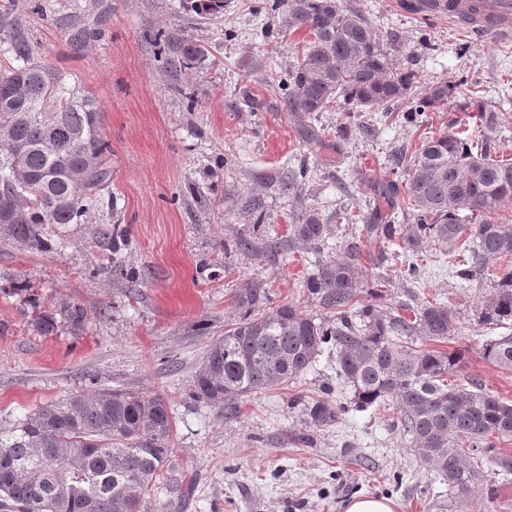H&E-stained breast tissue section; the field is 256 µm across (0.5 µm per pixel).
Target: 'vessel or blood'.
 I'll list each match as a JSON object with an SVG mask.
<instances>
[{
    "mask_svg": "<svg viewBox=\"0 0 512 512\" xmlns=\"http://www.w3.org/2000/svg\"><path fill=\"white\" fill-rule=\"evenodd\" d=\"M420 14L448 20L476 37L512 41V0H416Z\"/></svg>",
    "mask_w": 512,
    "mask_h": 512,
    "instance_id": "1",
    "label": "vessel or blood"
}]
</instances>
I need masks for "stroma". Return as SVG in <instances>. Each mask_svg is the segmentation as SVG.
<instances>
[{"label": "stroma", "instance_id": "1", "mask_svg": "<svg viewBox=\"0 0 512 512\" xmlns=\"http://www.w3.org/2000/svg\"><path fill=\"white\" fill-rule=\"evenodd\" d=\"M36 1L41 11L33 10ZM108 2L99 34L76 52L56 21L84 19L98 0H14L32 46L101 102L112 180L84 223L44 225L51 251L0 231V428L92 387L160 394L175 416L171 460L192 485L175 508L159 490L148 512H343L361 495L390 498L399 512H458L447 483L425 471L409 437L393 429L394 406L356 408L332 345L287 388L242 398L236 418L191 392L208 345L239 315L236 294L253 283L264 284L272 303L330 320L306 282L319 261L343 257L353 242L365 280L380 285L383 310L408 319L433 302L454 314L458 330L444 348L464 358L449 383L474 381L512 403V373L479 354L487 339L512 334V321L482 325L476 316L512 258L495 260L482 280L468 282L457 275L468 249L451 257L432 242L409 248L414 219L405 209V172L394 163L396 153L414 155L448 128L476 134V113L460 109L473 92L496 114L495 155L512 159V43L475 39L447 21L409 14L395 0H341L388 41L393 62L413 70L418 88L448 82L457 94L414 121L402 106L334 103L318 116L322 142L311 144L285 90L268 81L271 71L294 63L305 36L259 12L258 0H224L216 16L180 8L179 0ZM156 33L178 47L201 45L205 56L173 71ZM302 165L309 170L303 196L280 194L281 175ZM389 184L394 193L383 195ZM248 199L266 215V236L281 244L273 257L235 246L253 233ZM307 210H341L357 226L390 222L398 232L390 241L351 242L333 231L317 253L291 234ZM116 224L126 234L117 253L103 234ZM412 262L421 270L415 280L406 275ZM63 305L83 308L84 322L76 327L60 317ZM48 316L55 324L46 333L40 323ZM319 401L333 411L320 425L306 414ZM469 510L512 512V479L489 474Z\"/></svg>", "mask_w": 512, "mask_h": 512}]
</instances>
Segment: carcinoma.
Returning <instances> with one entry per match:
<instances>
[{"label": "carcinoma", "mask_w": 512, "mask_h": 512, "mask_svg": "<svg viewBox=\"0 0 512 512\" xmlns=\"http://www.w3.org/2000/svg\"><path fill=\"white\" fill-rule=\"evenodd\" d=\"M190 8L205 15L223 11L224 0H194ZM267 12L280 14L292 31L309 35L302 56L279 82L287 87L288 111L294 113L306 141L319 139L311 125L338 99L355 109L390 108L405 101L408 118L435 112L448 103L453 87L439 82L418 93L416 75L394 66L379 37L363 16L342 8L339 0H271ZM103 16L61 24L66 43L75 50L100 31ZM0 32L7 33L17 65L0 63V119L9 113L41 108L57 124L32 121L10 129L0 140V159L11 155L25 190L15 196L16 221L5 230L17 243L41 252L45 224H82L90 205L108 186L112 148L101 132L102 106L71 73L32 48L28 30L13 9L0 12ZM171 62L189 69L201 47L170 50ZM463 108L479 113L492 132L495 113L471 98ZM82 143L72 144V135ZM86 170L83 194L64 206L72 192L69 170ZM407 200L416 212L407 244L434 242L452 254L462 239L474 242L465 280L482 274L497 258L512 256V225L488 219L512 200V163L492 158L486 139L473 143L454 132L425 142L412 158L406 179ZM466 208L473 223L458 214ZM350 223L344 212L326 218L310 211L293 225V235L321 251L332 220ZM363 231L389 239L393 224H367ZM362 279L356 246L348 255L326 261L310 277L308 288L336 320L315 322L294 304L264 307L267 292L254 284L238 295L244 313L211 343L196 368L192 396L230 416L241 398L258 390L281 389L303 375L322 352L336 346L340 375L353 390L360 409L396 400L400 417L394 426L411 439L421 466L448 482L460 508L473 498L484 467L512 475V453L500 444L512 440V404L481 388L445 383L463 362L460 352L432 347L411 349L401 336L444 342L455 334V317L444 305L421 306L408 321L369 303H359ZM512 321V270L501 274L481 307V323ZM481 357L512 372V335L482 344ZM174 416L160 396L122 389L76 391L28 413L0 433V509L3 512H143L145 499L163 487L181 497L185 476L171 462Z\"/></svg>", "instance_id": "carcinoma-1"}]
</instances>
